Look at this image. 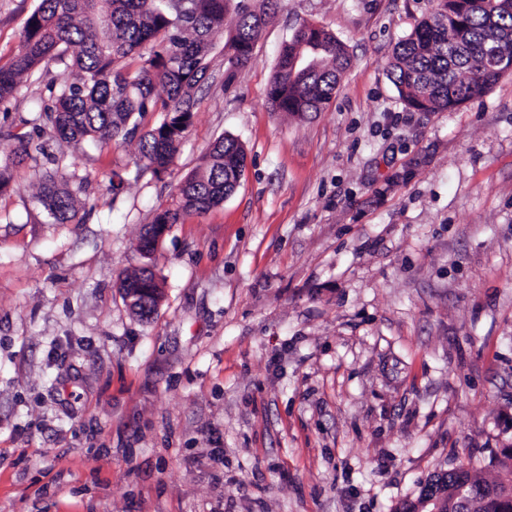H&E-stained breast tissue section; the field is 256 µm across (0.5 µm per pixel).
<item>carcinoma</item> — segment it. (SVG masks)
<instances>
[{"instance_id": "cac0c4a2", "label": "carcinoma", "mask_w": 512, "mask_h": 512, "mask_svg": "<svg viewBox=\"0 0 512 512\" xmlns=\"http://www.w3.org/2000/svg\"><path fill=\"white\" fill-rule=\"evenodd\" d=\"M275 0H194L191 14L174 12L168 0H39L21 33L18 53L0 66V102L14 96L22 79L46 59L64 66L53 104L45 113L52 136L66 143L139 138L145 168L167 172L191 123L194 103L185 89L207 79L214 35L233 10L235 28L224 42L226 80L252 58L254 44L274 17ZM351 65L346 45L324 28L299 24L285 42L267 92L271 111L304 115L332 100ZM512 71V0H436V7L394 49L390 79L406 106L419 112L453 110L484 96ZM166 113L141 132L148 116ZM0 159V183L31 157L25 135ZM246 162L243 145L219 138L207 165L186 177L174 207L156 214L138 250L152 254L155 225L207 213L239 186ZM86 177L61 167L40 176L37 201L55 223L72 221L78 200L69 183ZM448 492V512H512V480H482L462 465L434 475L413 512L433 492Z\"/></svg>"}]
</instances>
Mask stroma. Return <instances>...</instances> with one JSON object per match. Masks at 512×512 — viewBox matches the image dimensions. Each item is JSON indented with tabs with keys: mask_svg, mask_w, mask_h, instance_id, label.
I'll use <instances>...</instances> for the list:
<instances>
[{
	"mask_svg": "<svg viewBox=\"0 0 512 512\" xmlns=\"http://www.w3.org/2000/svg\"><path fill=\"white\" fill-rule=\"evenodd\" d=\"M37 4L0 0V64ZM429 10L280 0L230 81L216 34L159 178L137 142L51 139L59 62L0 104V157L10 130L46 147L0 195V512H397L457 457L512 478V71L454 110L407 108L387 65ZM305 21L352 62L300 119L267 92ZM226 135L236 191L143 259V226ZM55 157L86 178L65 224L34 200ZM147 261L148 322L117 288Z\"/></svg>",
	"mask_w": 512,
	"mask_h": 512,
	"instance_id": "1",
	"label": "stroma"
}]
</instances>
